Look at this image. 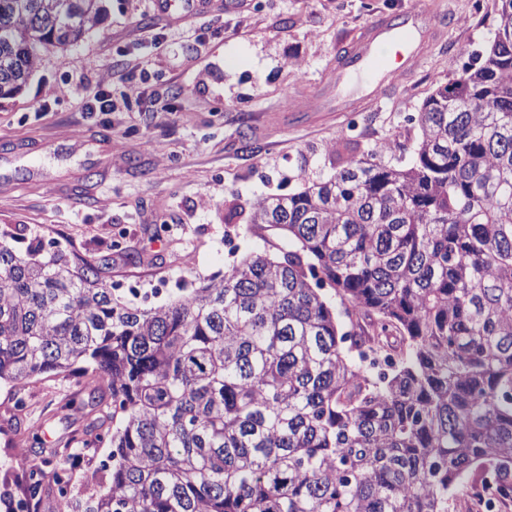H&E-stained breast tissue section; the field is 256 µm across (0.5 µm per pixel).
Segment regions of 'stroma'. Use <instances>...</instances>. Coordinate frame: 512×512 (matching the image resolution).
<instances>
[{
  "mask_svg": "<svg viewBox=\"0 0 512 512\" xmlns=\"http://www.w3.org/2000/svg\"><path fill=\"white\" fill-rule=\"evenodd\" d=\"M103 20L78 46L39 49L22 94L0 100V232L107 258L122 296L160 305L252 253L277 254V231L251 221L256 200L298 193L336 173V147L388 142L407 164L425 97L458 77L494 38L498 0H210L193 18L157 15L149 0H103ZM427 6L447 19L440 43L375 107L342 118L291 111L318 89L337 47L371 19ZM72 88L52 96L54 87ZM106 88L118 111L89 113ZM112 139L101 152L94 135ZM193 264H186V257ZM75 375L0 388V485L22 496L42 425L45 450L81 436L92 416L55 415L84 389ZM70 492L85 500L107 476L76 457Z\"/></svg>",
  "mask_w": 512,
  "mask_h": 512,
  "instance_id": "obj_1",
  "label": "stroma"
}]
</instances>
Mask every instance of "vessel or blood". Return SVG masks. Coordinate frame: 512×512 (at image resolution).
<instances>
[{"label": "vessel or blood", "mask_w": 512, "mask_h": 512, "mask_svg": "<svg viewBox=\"0 0 512 512\" xmlns=\"http://www.w3.org/2000/svg\"><path fill=\"white\" fill-rule=\"evenodd\" d=\"M444 34L427 9L405 10L398 19L381 17L368 22L347 44L336 51V67L325 86L297 112H348L377 101L381 91L406 77L413 62ZM374 80L373 89L355 81L359 74Z\"/></svg>", "instance_id": "vessel-or-blood-1"}]
</instances>
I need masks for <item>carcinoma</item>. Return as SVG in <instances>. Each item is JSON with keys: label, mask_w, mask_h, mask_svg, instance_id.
<instances>
[{"label": "carcinoma", "mask_w": 512, "mask_h": 512, "mask_svg": "<svg viewBox=\"0 0 512 512\" xmlns=\"http://www.w3.org/2000/svg\"><path fill=\"white\" fill-rule=\"evenodd\" d=\"M477 61L429 94L410 166L336 149V175L254 204L293 242L166 303L100 261L0 240V386L81 372L110 401L73 502L36 453L20 512H448L495 471L512 501V0ZM102 0H0V100L99 24ZM384 352L388 369L371 361ZM107 457V451L101 450L97 455H80L68 465L71 477L70 492L74 499L83 501L99 483L108 476V471L100 467V460Z\"/></svg>", "instance_id": "carcinoma-1"}]
</instances>
